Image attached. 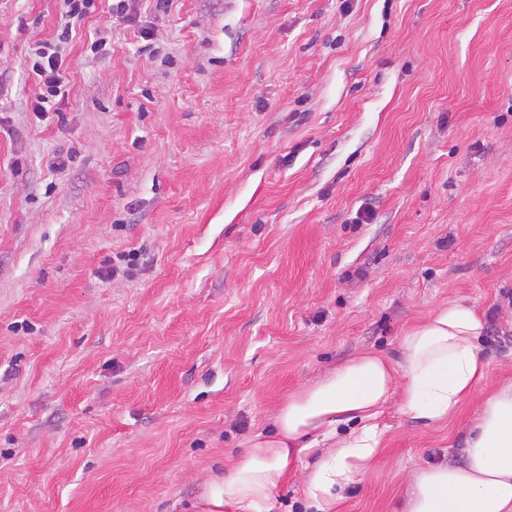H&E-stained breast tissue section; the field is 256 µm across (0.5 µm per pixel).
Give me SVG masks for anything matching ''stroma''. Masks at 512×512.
Instances as JSON below:
<instances>
[{"instance_id":"1","label":"stroma","mask_w":512,"mask_h":512,"mask_svg":"<svg viewBox=\"0 0 512 512\" xmlns=\"http://www.w3.org/2000/svg\"><path fill=\"white\" fill-rule=\"evenodd\" d=\"M62 12L0 0V512H194L290 397L457 297L512 378V0H96L61 125L29 54ZM476 407L388 411L340 512H402Z\"/></svg>"}]
</instances>
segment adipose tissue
I'll list each match as a JSON object with an SVG mask.
<instances>
[{
    "label": "adipose tissue",
    "mask_w": 512,
    "mask_h": 512,
    "mask_svg": "<svg viewBox=\"0 0 512 512\" xmlns=\"http://www.w3.org/2000/svg\"><path fill=\"white\" fill-rule=\"evenodd\" d=\"M483 312L465 298L430 310L404 332L400 356L364 352L289 398L272 432L199 486L200 512H262L296 468L313 512H336L355 477L373 464L390 406L411 420L442 426L485 383L493 364L479 349ZM405 512H512V380L485 397L466 440L463 463L428 464L409 479Z\"/></svg>",
    "instance_id": "obj_1"
}]
</instances>
